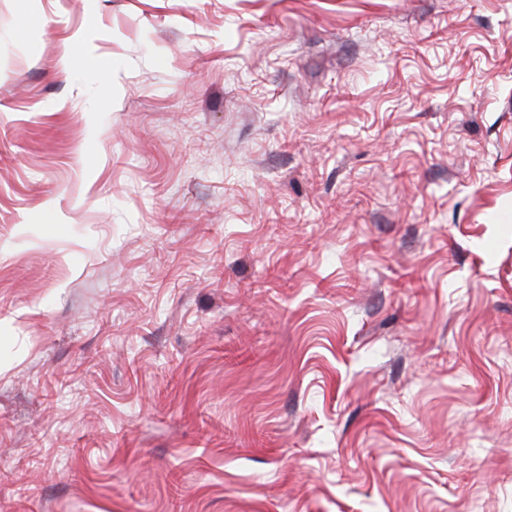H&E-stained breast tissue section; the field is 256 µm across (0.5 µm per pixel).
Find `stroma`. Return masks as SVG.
<instances>
[{"label": "stroma", "instance_id": "1", "mask_svg": "<svg viewBox=\"0 0 512 512\" xmlns=\"http://www.w3.org/2000/svg\"><path fill=\"white\" fill-rule=\"evenodd\" d=\"M0 512H512V0H0Z\"/></svg>", "mask_w": 512, "mask_h": 512}]
</instances>
